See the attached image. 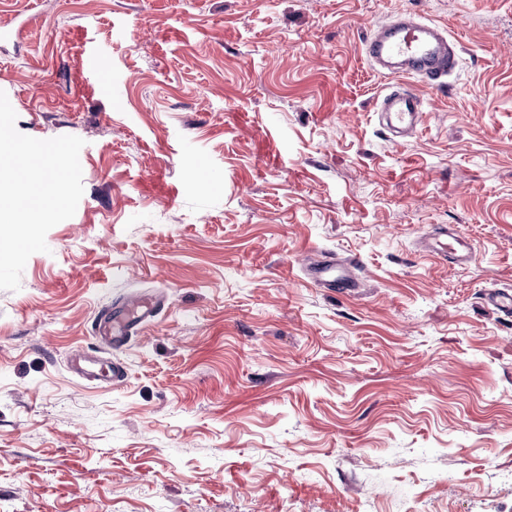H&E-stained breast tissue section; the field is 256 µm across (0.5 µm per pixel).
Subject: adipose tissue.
Returning <instances> with one entry per match:
<instances>
[{
	"label": "adipose tissue",
	"mask_w": 512,
	"mask_h": 512,
	"mask_svg": "<svg viewBox=\"0 0 512 512\" xmlns=\"http://www.w3.org/2000/svg\"><path fill=\"white\" fill-rule=\"evenodd\" d=\"M11 165L18 173V202L13 216L26 214L30 205L46 208L62 181L61 168L52 154L24 151L15 155Z\"/></svg>",
	"instance_id": "obj_1"
}]
</instances>
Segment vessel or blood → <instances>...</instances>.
<instances>
[{"label": "vessel or blood", "instance_id": "b4317fda", "mask_svg": "<svg viewBox=\"0 0 512 512\" xmlns=\"http://www.w3.org/2000/svg\"><path fill=\"white\" fill-rule=\"evenodd\" d=\"M364 52L371 65L384 70L395 69L400 77H421L432 87L444 85L457 64L447 29L419 21L411 12L398 13L378 25L366 40ZM421 110L420 94L405 87L386 93L378 107L380 118L395 134L417 129ZM424 250L436 259H446L459 266L471 263L474 258L470 241L453 228L426 236ZM357 267L358 262L352 257L343 260L325 257L306 264L305 271L318 287L350 293L359 286L355 276ZM157 311V302L138 298L119 308L103 306L98 313L96 333L108 350H122L131 333L144 321L155 317ZM70 360L76 376L86 382L104 381L116 387L125 381L121 361H113L108 368L101 369L82 349L73 350Z\"/></svg>", "mask_w": 512, "mask_h": 512}]
</instances>
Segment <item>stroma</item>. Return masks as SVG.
Listing matches in <instances>:
<instances>
[{"instance_id":"obj_1","label":"stroma","mask_w":512,"mask_h":512,"mask_svg":"<svg viewBox=\"0 0 512 512\" xmlns=\"http://www.w3.org/2000/svg\"><path fill=\"white\" fill-rule=\"evenodd\" d=\"M402 11L459 63L395 146L364 42ZM49 144L28 246L0 214V512H512V0H0V158ZM424 251L438 260L452 262L455 265H467L473 261L474 249L470 241L462 238L454 228H448L438 234L427 235L424 239ZM358 262L355 258L343 260L324 257L305 265L307 277L319 288L331 292L350 293L359 288L355 277ZM157 311V302L138 298L119 308L103 306L98 313L96 333L104 347L111 352L122 350L128 336L144 321L155 317ZM70 360L76 376L86 382L105 381L116 387L122 385L125 381V367L120 360H114L104 370L102 367H97L95 360L84 349L71 351Z\"/></svg>"}]
</instances>
